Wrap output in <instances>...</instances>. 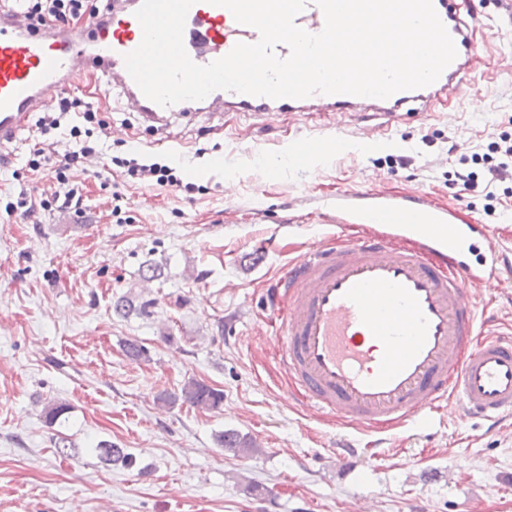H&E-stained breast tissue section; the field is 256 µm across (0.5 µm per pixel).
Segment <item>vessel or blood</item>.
Segmentation results:
<instances>
[{"label": "vessel or blood", "instance_id": "obj_1", "mask_svg": "<svg viewBox=\"0 0 512 512\" xmlns=\"http://www.w3.org/2000/svg\"><path fill=\"white\" fill-rule=\"evenodd\" d=\"M141 4L105 0L83 27L64 30L28 31L0 12V148L17 141L31 113L96 74L121 88L128 109L151 125L200 113L240 112L273 123L287 113L349 110L372 114L378 122L293 139L290 152L329 155L348 139L375 149L385 141L384 121L414 103L427 112L449 101L479 60L458 0H433L457 56L430 86L386 99L348 94L271 99L216 90L200 101L163 107L144 96L125 67V55L142 41L135 16ZM258 39L255 28L237 23L228 8L208 0H197L187 14L183 41L197 64ZM327 210V221L340 226V234L283 266L265 292L279 342L277 359L302 404L368 433L405 427L444 405L463 420L496 426L512 419V336L479 324L486 299L474 289L503 265L512 266V257L489 236L487 260L471 265L475 225L456 223L452 208L435 205L418 191L399 201L374 193L362 207L344 194Z\"/></svg>", "mask_w": 512, "mask_h": 512}]
</instances>
